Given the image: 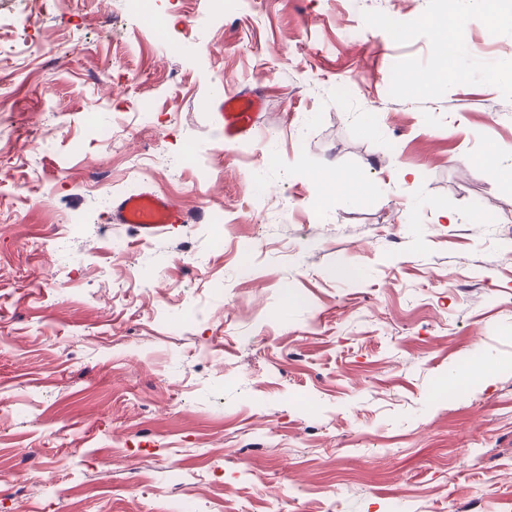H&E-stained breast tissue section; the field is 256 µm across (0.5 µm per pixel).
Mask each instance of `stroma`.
<instances>
[{
    "label": "stroma",
    "mask_w": 512,
    "mask_h": 512,
    "mask_svg": "<svg viewBox=\"0 0 512 512\" xmlns=\"http://www.w3.org/2000/svg\"><path fill=\"white\" fill-rule=\"evenodd\" d=\"M447 6L0 0V512H512V22L413 89ZM262 96L242 94L229 97L224 105V132L229 140L251 136L258 127ZM112 215L117 224H130L143 236H153L175 224H192L200 218L199 213H192L174 199L157 193L117 197L112 201Z\"/></svg>",
    "instance_id": "1"
}]
</instances>
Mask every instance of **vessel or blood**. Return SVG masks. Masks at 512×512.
Listing matches in <instances>:
<instances>
[{"mask_svg":"<svg viewBox=\"0 0 512 512\" xmlns=\"http://www.w3.org/2000/svg\"><path fill=\"white\" fill-rule=\"evenodd\" d=\"M262 97L242 94L224 105V132L227 139L251 136L258 126ZM112 215L116 223L134 227L138 234L152 236L175 224H192L198 214L183 208L174 199L157 193L124 195L113 199Z\"/></svg>","mask_w":512,"mask_h":512,"instance_id":"b4317fda","label":"vessel or blood"}]
</instances>
